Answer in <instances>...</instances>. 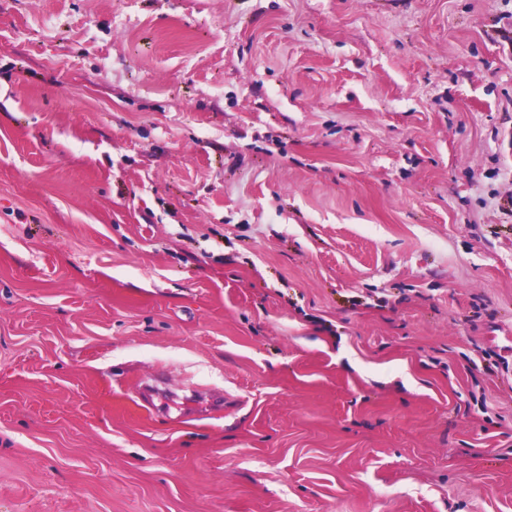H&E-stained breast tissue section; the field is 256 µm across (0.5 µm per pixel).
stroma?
I'll return each instance as SVG.
<instances>
[{"instance_id": "35a3bbf8", "label": "stroma", "mask_w": 512, "mask_h": 512, "mask_svg": "<svg viewBox=\"0 0 512 512\" xmlns=\"http://www.w3.org/2000/svg\"><path fill=\"white\" fill-rule=\"evenodd\" d=\"M0 512H512V0H0Z\"/></svg>"}]
</instances>
